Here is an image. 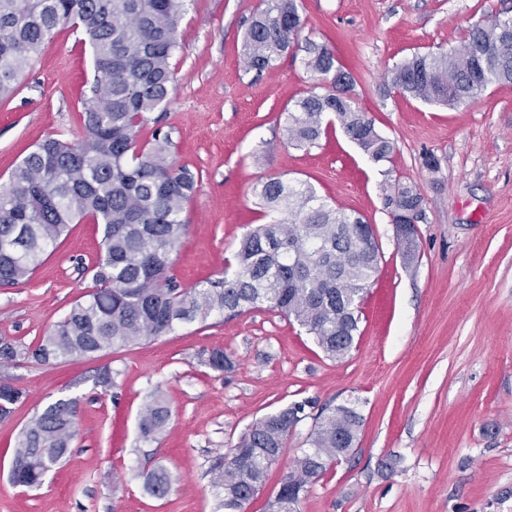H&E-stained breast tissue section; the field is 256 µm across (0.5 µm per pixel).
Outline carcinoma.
<instances>
[{"mask_svg": "<svg viewBox=\"0 0 512 512\" xmlns=\"http://www.w3.org/2000/svg\"><path fill=\"white\" fill-rule=\"evenodd\" d=\"M191 0H0V99L9 97L20 75L60 26L80 30L94 70L82 112L85 136L74 143L49 137L29 152L0 186V287L26 282L69 225L101 226L102 247L88 270L93 286L33 348L0 338V369L20 358L50 364L157 338L180 323L204 322L214 314L241 315L266 305L296 322L332 359L350 351L358 331L353 309L376 273L379 249L370 224L331 206L312 185L271 177L256 188L268 222L247 231L224 278L181 288L171 274L173 254L187 233L186 205L198 188V174L172 157L168 136L148 128V114L174 88L171 59ZM245 36V61L262 71L299 42L300 0H262ZM304 66L313 85L288 109L287 142L316 144L333 115L345 134L376 163L394 146L368 116L352 105L354 77L332 80L342 68L333 48L306 42ZM403 95L428 104L454 106L492 84L512 83V16L475 23L448 51L415 54L392 71ZM396 211L422 216L414 185L397 184L385 198ZM364 250L350 256V233ZM204 364L223 373L234 367L222 349L206 353ZM26 394L0 374V419L10 417ZM304 407L294 404L255 422L214 466L224 512H244L280 459L288 433ZM77 401L58 398L20 432L11 481L35 487L69 452L78 420ZM169 416L155 390L140 415L144 441L156 440ZM360 416L338 406L316 421L310 448L283 474L279 494L267 512H297V487L323 476L336 458L353 448ZM173 479L157 465L146 493L165 498Z\"/></svg>", "mask_w": 512, "mask_h": 512, "instance_id": "carcinoma-1", "label": "carcinoma"}]
</instances>
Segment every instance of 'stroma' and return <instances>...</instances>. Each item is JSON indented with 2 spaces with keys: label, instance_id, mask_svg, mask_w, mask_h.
<instances>
[{
  "label": "stroma",
  "instance_id": "stroma-1",
  "mask_svg": "<svg viewBox=\"0 0 512 512\" xmlns=\"http://www.w3.org/2000/svg\"><path fill=\"white\" fill-rule=\"evenodd\" d=\"M260 2L192 0L171 60L174 90L152 114L176 163L200 174L172 273L184 287L223 277L242 235L262 222L257 186L272 176L309 182L371 224L379 247L348 356L328 358L262 306L92 357L22 360L7 370L26 398L0 421V512H220L212 465L256 419L294 403L304 418L248 512H264L316 418L339 405L360 415L358 439L309 486L300 512H512V84L446 108L391 82L396 63L451 49L472 24L512 12V0H302L303 38L335 49L355 77L356 107L395 145L379 164L338 126L312 147L286 143V110L311 81L300 49L263 72L247 69L244 33ZM93 74L72 27L44 45L0 103V185L45 138L84 137ZM397 183L423 198L409 250L385 206ZM101 238L97 225L71 224L27 282L0 288V336L33 345L51 330L90 286L82 270ZM216 348L232 371L203 363ZM106 365L109 390L95 384ZM157 389L169 418L159 440L145 442L137 422ZM58 398L79 406L71 448L39 487H14L20 430ZM159 464L174 477L161 500L143 490Z\"/></svg>",
  "mask_w": 512,
  "mask_h": 512
}]
</instances>
